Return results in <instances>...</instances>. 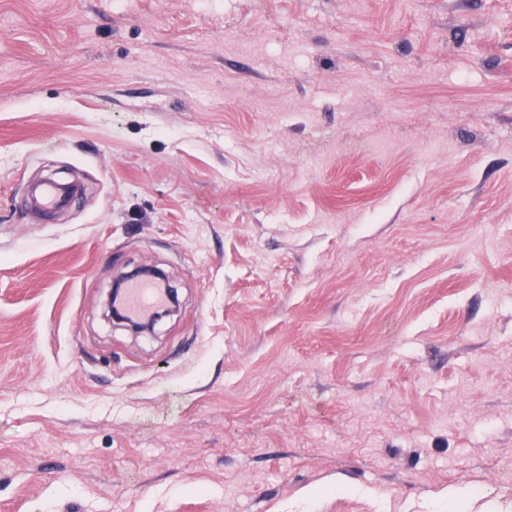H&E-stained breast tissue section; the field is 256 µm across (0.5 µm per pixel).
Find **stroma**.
Returning <instances> with one entry per match:
<instances>
[{
  "mask_svg": "<svg viewBox=\"0 0 512 512\" xmlns=\"http://www.w3.org/2000/svg\"><path fill=\"white\" fill-rule=\"evenodd\" d=\"M137 265L153 336L103 315ZM511 469L512 0H0V512H512ZM138 277H150L155 280L166 281L165 276L160 271L150 269V268H143V267L133 268L128 274H126L121 280H119L115 284L113 289L111 288L109 290L106 300L104 302L105 316L110 323H112V321H113L115 324L128 329L135 335H155L156 327L176 307L177 296H176L175 291L167 285V288L169 289L170 305L163 308L160 311H157L155 314H153L151 316V318L147 322H140V321L134 320L128 316L121 315L116 311L114 302H113L114 297H115L116 293L118 292L117 288H119L122 281L131 279V278H138Z\"/></svg>",
  "mask_w": 512,
  "mask_h": 512,
  "instance_id": "35a3bbf8",
  "label": "stroma"
}]
</instances>
